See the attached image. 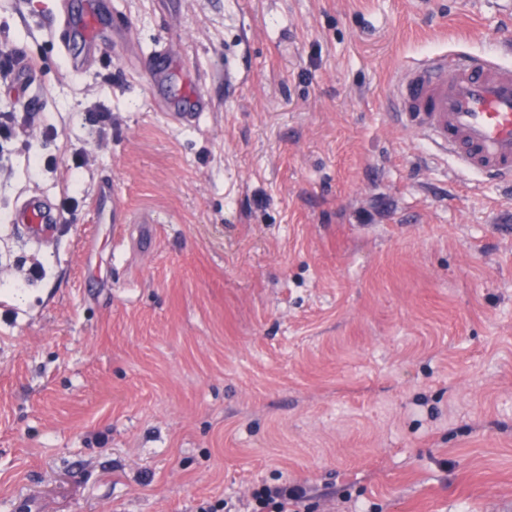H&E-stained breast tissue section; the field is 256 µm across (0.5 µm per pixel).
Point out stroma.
<instances>
[{
  "instance_id": "obj_1",
  "label": "stroma",
  "mask_w": 512,
  "mask_h": 512,
  "mask_svg": "<svg viewBox=\"0 0 512 512\" xmlns=\"http://www.w3.org/2000/svg\"><path fill=\"white\" fill-rule=\"evenodd\" d=\"M0 0V512H512V185L394 121L432 53L512 64L503 0ZM176 42L169 84L141 69ZM191 82L213 107L167 119ZM153 241L95 223L103 180ZM66 221L44 243L25 198ZM106 10L107 4L104 0H83L77 11L70 9L66 2H60L52 23L58 45L63 46L67 53L74 41H80L85 45L83 56L70 57L69 67L73 73H78L91 58L103 50L101 31L105 23ZM58 214L37 197H31L16 210L13 224L35 241L52 238L58 229ZM253 499L256 509L252 512H300L298 509L290 510V507L302 505L306 501V496L304 489L295 485L266 487L262 492L254 493Z\"/></svg>"
}]
</instances>
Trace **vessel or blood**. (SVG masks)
<instances>
[{"label":"vessel or blood","mask_w":512,"mask_h":512,"mask_svg":"<svg viewBox=\"0 0 512 512\" xmlns=\"http://www.w3.org/2000/svg\"><path fill=\"white\" fill-rule=\"evenodd\" d=\"M105 0H83L79 9L60 5L52 29L60 46L70 48L79 41L83 56L71 58L72 72L83 69L88 59L101 53V31L105 23ZM173 55L168 45L158 46L148 61L153 78L168 77ZM397 121L423 135L441 151L455 157L463 169L508 184L512 182V67L480 56L448 59L440 54L408 68L398 85ZM211 106L201 92L166 100L167 117L176 126L199 123ZM117 194L111 182L98 189L95 218L102 224H151L152 213L118 212L112 204ZM15 223L30 238H52L59 218L36 197L16 210Z\"/></svg>","instance_id":"b4317fda"}]
</instances>
